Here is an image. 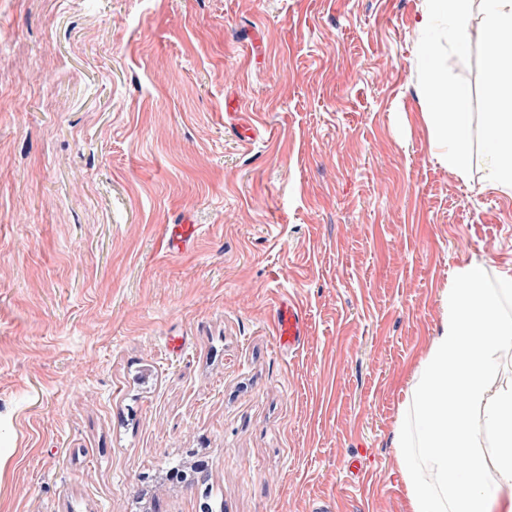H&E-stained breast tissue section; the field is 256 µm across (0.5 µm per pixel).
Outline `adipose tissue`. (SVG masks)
I'll return each mask as SVG.
<instances>
[{
  "label": "adipose tissue",
  "instance_id": "ef3b65f1",
  "mask_svg": "<svg viewBox=\"0 0 512 512\" xmlns=\"http://www.w3.org/2000/svg\"><path fill=\"white\" fill-rule=\"evenodd\" d=\"M474 2L428 0L416 33L444 29L449 48L465 54ZM441 301L440 328L393 439L409 512H512V384L490 385L498 349L512 344V266L493 271L488 261L470 260Z\"/></svg>",
  "mask_w": 512,
  "mask_h": 512
}]
</instances>
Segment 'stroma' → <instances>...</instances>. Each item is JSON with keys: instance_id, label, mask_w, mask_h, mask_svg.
I'll return each instance as SVG.
<instances>
[{"instance_id": "35a3bbf8", "label": "stroma", "mask_w": 512, "mask_h": 512, "mask_svg": "<svg viewBox=\"0 0 512 512\" xmlns=\"http://www.w3.org/2000/svg\"><path fill=\"white\" fill-rule=\"evenodd\" d=\"M423 4L0 0L10 512H407L393 437L440 294L512 264V197L433 156ZM199 225L194 224L190 213L184 215L179 224H169L167 246L170 251L179 252L190 245L198 235ZM278 343L288 350L299 348L305 335V319L293 302L284 303L277 314Z\"/></svg>"}]
</instances>
